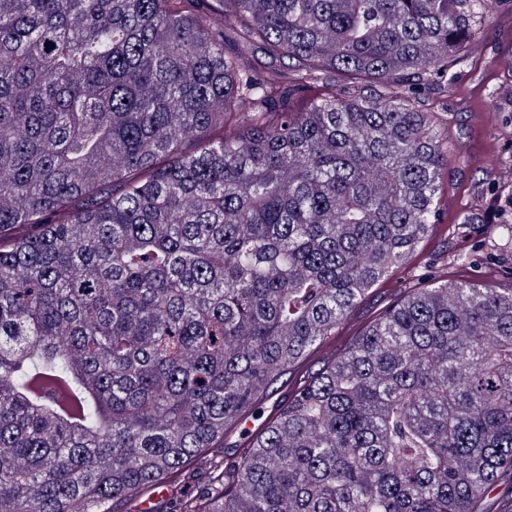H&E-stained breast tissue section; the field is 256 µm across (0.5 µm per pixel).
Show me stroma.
Wrapping results in <instances>:
<instances>
[{
  "mask_svg": "<svg viewBox=\"0 0 512 512\" xmlns=\"http://www.w3.org/2000/svg\"><path fill=\"white\" fill-rule=\"evenodd\" d=\"M465 63L450 72L454 91L448 98V145L453 158L440 195L441 222L413 256L376 283L352 312L336 339L324 342L306 362L308 375L325 368L348 336L373 323L389 306L422 286L430 259L448 258L449 278L476 280L495 288H512V213L495 223L478 225L468 237L453 234L454 224L474 205L472 188L495 185L512 176V106H492L490 94L512 83L506 66L512 57V0H500L494 15L467 46ZM490 255L485 269L471 268L466 258L477 245Z\"/></svg>",
  "mask_w": 512,
  "mask_h": 512,
  "instance_id": "35a3bbf8",
  "label": "stroma"
}]
</instances>
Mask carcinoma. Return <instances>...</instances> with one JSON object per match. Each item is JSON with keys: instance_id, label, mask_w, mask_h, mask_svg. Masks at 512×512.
<instances>
[{"instance_id": "carcinoma-1", "label": "carcinoma", "mask_w": 512, "mask_h": 512, "mask_svg": "<svg viewBox=\"0 0 512 512\" xmlns=\"http://www.w3.org/2000/svg\"><path fill=\"white\" fill-rule=\"evenodd\" d=\"M491 14L0 0V512H114L200 459L175 512H480L512 471V288L435 270L250 447L224 431L440 223L431 102Z\"/></svg>"}]
</instances>
